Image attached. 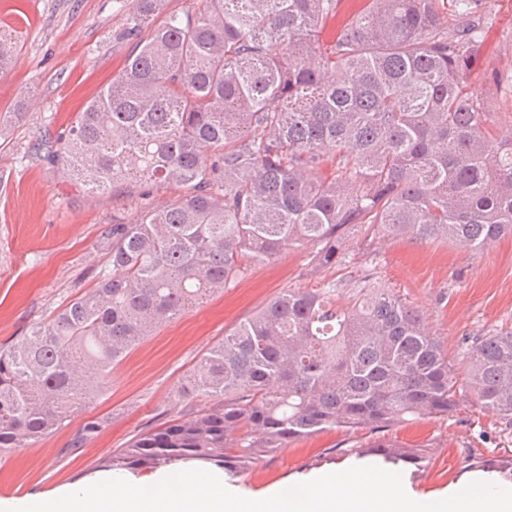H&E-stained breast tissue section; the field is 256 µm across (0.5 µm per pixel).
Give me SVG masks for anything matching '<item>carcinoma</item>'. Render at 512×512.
<instances>
[{"instance_id": "carcinoma-1", "label": "carcinoma", "mask_w": 512, "mask_h": 512, "mask_svg": "<svg viewBox=\"0 0 512 512\" xmlns=\"http://www.w3.org/2000/svg\"><path fill=\"white\" fill-rule=\"evenodd\" d=\"M168 12L133 0L123 67L77 124L34 154L89 190L138 200L101 238L95 288L0 348V451L74 418L144 337L290 247L321 268L351 239L446 240L482 250L512 234V134H487L469 62L478 0H201ZM336 33L316 51L328 21ZM334 153L328 159L326 151ZM331 175L314 177L327 161ZM179 195L158 203L154 189ZM336 288H285L210 348L177 385L187 418L112 454L108 470L201 462L237 475L333 427L370 432L449 417L471 394L512 422V329L475 339L459 374L423 313L364 272ZM109 424L83 422L72 453ZM396 471L422 448L356 449ZM476 466L512 480V455Z\"/></svg>"}]
</instances>
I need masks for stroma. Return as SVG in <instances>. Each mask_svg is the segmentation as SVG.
<instances>
[{
    "instance_id": "35a3bbf8",
    "label": "stroma",
    "mask_w": 512,
    "mask_h": 512,
    "mask_svg": "<svg viewBox=\"0 0 512 512\" xmlns=\"http://www.w3.org/2000/svg\"><path fill=\"white\" fill-rule=\"evenodd\" d=\"M482 36L471 81L484 100L486 125L512 131V88L489 81L512 46V0H479ZM131 0H0V31L17 41L0 66V347L59 312L96 282L106 261L103 225L134 212L135 200L111 190L87 192L30 152L45 135L74 125L88 101L122 67L130 44L121 36ZM382 284L422 310L449 358L461 360L477 335L512 327V236L471 252L443 240L382 238L361 247L347 242ZM357 267L349 262L313 269L308 252L290 248L190 308L147 337L111 374L107 392L83 418L111 416L112 423L80 453L62 455L75 431L67 425L27 448L0 452V500L27 502L104 477L113 452L177 416V384L215 343L253 316L285 288L335 284L340 299ZM385 439L430 453L428 467L404 480L417 496H445L481 470L468 458L512 454V423L472 403L449 418L426 416L383 430ZM370 438L341 427L294 441L225 486L261 497L355 463L350 451Z\"/></svg>"
}]
</instances>
